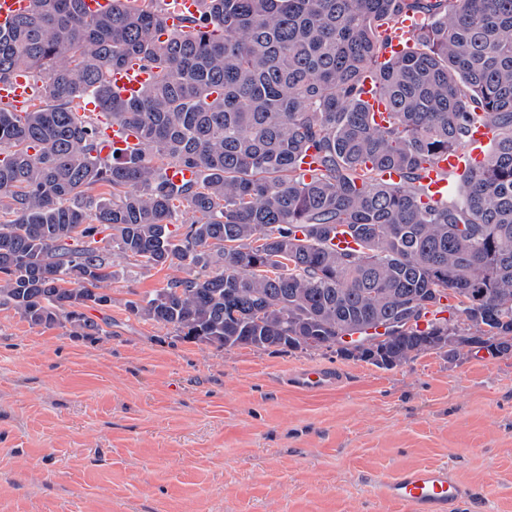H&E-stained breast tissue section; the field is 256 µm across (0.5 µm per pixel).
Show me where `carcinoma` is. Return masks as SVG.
Segmentation results:
<instances>
[{"label":"carcinoma","instance_id":"carcinoma-1","mask_svg":"<svg viewBox=\"0 0 512 512\" xmlns=\"http://www.w3.org/2000/svg\"><path fill=\"white\" fill-rule=\"evenodd\" d=\"M202 2L185 31H165L163 0H112L103 15L34 0L0 28V78L36 72L43 98L29 112L0 103V306L98 331L82 309L112 304L121 257L184 266L131 310L226 350L332 347L380 323L378 368L511 354L512 0ZM408 13L419 26L387 58ZM128 59L156 70L134 99L109 81ZM368 72L388 127L362 100ZM86 97L138 146L101 156L97 119L77 112ZM476 121L496 130L482 164L422 201L423 166L465 148ZM173 166L196 177L176 183ZM338 234L356 247L337 248ZM456 318L455 347L428 344Z\"/></svg>","mask_w":512,"mask_h":512}]
</instances>
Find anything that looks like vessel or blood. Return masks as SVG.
<instances>
[{
  "label": "vessel or blood",
  "mask_w": 512,
  "mask_h": 512,
  "mask_svg": "<svg viewBox=\"0 0 512 512\" xmlns=\"http://www.w3.org/2000/svg\"><path fill=\"white\" fill-rule=\"evenodd\" d=\"M168 26L182 27L186 18L199 16L201 0H165ZM33 0H0V27L10 26L20 15L28 13ZM155 79L154 70L142 67L129 60L113 68L110 75L112 88L120 96L130 98L137 95ZM362 99L366 102L376 125L389 126L393 114L376 94L372 77H365ZM34 85L27 72L18 71L0 80V103L15 111L26 112L34 103ZM101 138L102 155L123 151L134 146L136 139L129 129L103 121ZM494 139V130L484 123L474 124L466 149L451 151L439 156L427 165L422 180L431 200H441L448 193L451 177L465 167L480 163L485 148ZM328 375L321 370L308 368L295 378L297 387L313 392L327 387ZM384 499L402 504L407 512H456L460 502L469 492L448 465H429L406 469L379 482Z\"/></svg>",
  "instance_id": "obj_1"
}]
</instances>
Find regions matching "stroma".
Segmentation results:
<instances>
[{
  "label": "stroma",
  "mask_w": 512,
  "mask_h": 512,
  "mask_svg": "<svg viewBox=\"0 0 512 512\" xmlns=\"http://www.w3.org/2000/svg\"><path fill=\"white\" fill-rule=\"evenodd\" d=\"M113 271L96 334L0 307V512H406L378 482L430 464L458 512H512V354L227 351L130 310L178 268ZM306 368L333 383L296 388Z\"/></svg>",
  "instance_id": "35a3bbf8"
}]
</instances>
